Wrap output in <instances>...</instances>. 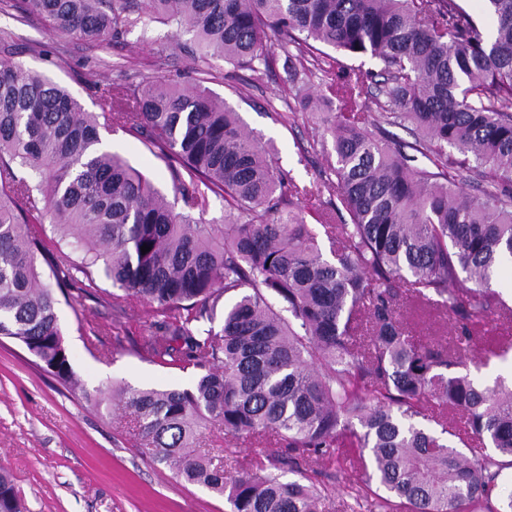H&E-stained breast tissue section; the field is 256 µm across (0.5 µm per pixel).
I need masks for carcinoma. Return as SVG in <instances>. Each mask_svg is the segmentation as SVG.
Instances as JSON below:
<instances>
[{"label":"carcinoma","mask_w":512,"mask_h":512,"mask_svg":"<svg viewBox=\"0 0 512 512\" xmlns=\"http://www.w3.org/2000/svg\"><path fill=\"white\" fill-rule=\"evenodd\" d=\"M486 2L489 37L459 0H16L89 46L160 22L189 37L178 48L255 76L272 69L275 48L293 47V99L327 113L350 221L321 213L320 229L307 224L298 201L309 190L202 84L96 83L100 111L88 112L5 45L0 338L89 398L57 305L91 295L101 271L163 317L165 335L145 340L150 356L199 370L189 388L123 385L111 399L157 463L224 498L227 512H323L325 488L312 476L342 458L365 491L349 512H512V491L502 494L512 386L450 372L461 350L477 352L476 321L509 309L489 284L512 263V0ZM325 47L382 67L311 93L308 77L330 62ZM367 83L377 88L373 121L352 102ZM390 126L413 140H390ZM116 129L168 162L174 200L102 147L101 132ZM420 157L427 163L413 165ZM450 168L479 171V194L462 196ZM212 195L224 200L220 222L204 218ZM463 278L474 287H458ZM410 303L451 313L456 336L446 345L417 336L402 317ZM214 422L229 447L249 437L278 451L230 474L195 449ZM287 470L300 479L283 480ZM0 512H23L2 470Z\"/></svg>","instance_id":"1"}]
</instances>
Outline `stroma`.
Masks as SVG:
<instances>
[{"mask_svg": "<svg viewBox=\"0 0 512 512\" xmlns=\"http://www.w3.org/2000/svg\"><path fill=\"white\" fill-rule=\"evenodd\" d=\"M170 30L152 23L147 38L129 35L123 43L90 47L62 36L42 21L20 18L9 0H0V38L15 57L65 86L86 111H98L96 82L133 88L154 77L191 87L207 80L211 92L239 112L248 129L272 148V158L301 186L318 189L302 207L321 209L335 222L347 220L336 188L328 184L336 161L323 126L311 113L296 121L283 65L260 79L223 61L206 66L175 48H161ZM119 152L164 191L172 189L166 161L132 136L108 135ZM59 322L71 363L85 387L110 392L113 385L189 386L194 368L151 361L141 349L145 337L159 333L147 306L111 281L97 279L93 296L61 304ZM198 451L225 462L228 470L264 459V442L228 449L220 427L201 430ZM0 467L8 470L27 512H224L226 505L203 487L175 478L129 434V421L73 398L19 343L0 339Z\"/></svg>", "mask_w": 512, "mask_h": 512, "instance_id": "stroma-1", "label": "stroma"}]
</instances>
